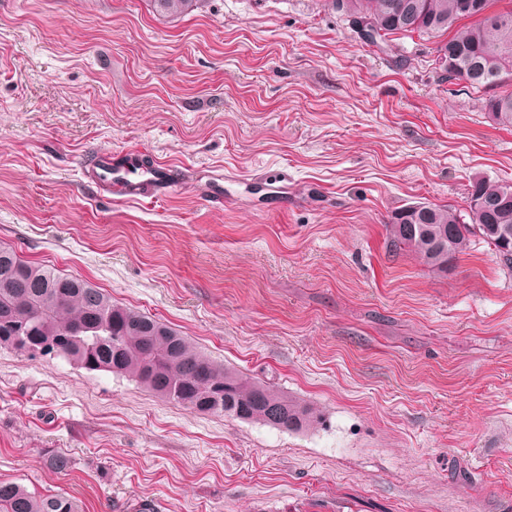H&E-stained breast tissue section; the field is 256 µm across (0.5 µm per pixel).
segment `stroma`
<instances>
[{
    "instance_id": "obj_1",
    "label": "stroma",
    "mask_w": 512,
    "mask_h": 512,
    "mask_svg": "<svg viewBox=\"0 0 512 512\" xmlns=\"http://www.w3.org/2000/svg\"><path fill=\"white\" fill-rule=\"evenodd\" d=\"M403 45L328 0H0V245L320 413H195L0 348V480L83 512H512V268L476 238L434 272L386 233L512 180V128ZM133 148L171 167L157 202L86 175ZM199 0H152L154 8L160 15L180 18L190 14Z\"/></svg>"
}]
</instances>
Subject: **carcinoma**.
Segmentation results:
<instances>
[{
    "label": "carcinoma",
    "instance_id": "carcinoma-1",
    "mask_svg": "<svg viewBox=\"0 0 512 512\" xmlns=\"http://www.w3.org/2000/svg\"><path fill=\"white\" fill-rule=\"evenodd\" d=\"M157 13L180 18L198 0H152ZM347 17L365 23L369 44L405 59L402 38L439 39L434 63L473 90L512 83V0H332ZM496 125L512 127V91L486 99ZM512 182L475 178L468 189V213L421 203L405 206L386 231L390 246L408 250L436 272L466 252L470 237L493 246L512 268ZM0 348L27 360L37 356L24 340L41 336L58 345L54 356L89 362L96 370L126 376L148 391L193 411L224 415L286 431L317 421L316 410L269 384L224 367L170 326L112 298L84 280L63 277L0 246ZM155 359L158 368L147 372ZM0 512H80L76 500L38 494L0 481Z\"/></svg>",
    "mask_w": 512,
    "mask_h": 512
}]
</instances>
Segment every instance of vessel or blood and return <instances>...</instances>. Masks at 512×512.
Wrapping results in <instances>:
<instances>
[{
  "mask_svg": "<svg viewBox=\"0 0 512 512\" xmlns=\"http://www.w3.org/2000/svg\"><path fill=\"white\" fill-rule=\"evenodd\" d=\"M94 184L119 191L135 199L154 197L168 178L163 168L146 169L138 164L136 153H128L123 165H115L110 155H98L91 164Z\"/></svg>",
  "mask_w": 512,
  "mask_h": 512,
  "instance_id": "vessel-or-blood-1",
  "label": "vessel or blood"
}]
</instances>
